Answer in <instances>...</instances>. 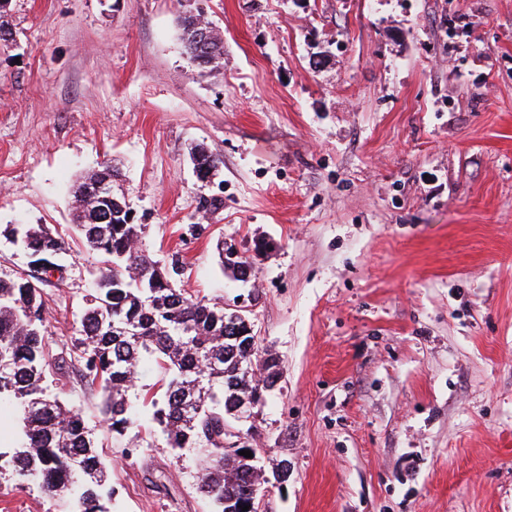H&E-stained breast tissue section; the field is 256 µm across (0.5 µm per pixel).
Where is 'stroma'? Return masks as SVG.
I'll use <instances>...</instances> for the list:
<instances>
[{
  "label": "stroma",
  "instance_id": "1",
  "mask_svg": "<svg viewBox=\"0 0 512 512\" xmlns=\"http://www.w3.org/2000/svg\"><path fill=\"white\" fill-rule=\"evenodd\" d=\"M204 10L224 66H193ZM0 44V231L70 244L46 285L52 396L109 467V512H213L204 462L142 411L112 437L72 349L101 266L72 187L120 176L143 248L184 295L244 308L282 378L246 442L260 512H512V0H10ZM220 157L197 178L191 147ZM269 248L248 282L217 240ZM9 512H59L0 479Z\"/></svg>",
  "mask_w": 512,
  "mask_h": 512
}]
</instances>
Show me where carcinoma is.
I'll return each mask as SVG.
<instances>
[{"mask_svg":"<svg viewBox=\"0 0 512 512\" xmlns=\"http://www.w3.org/2000/svg\"><path fill=\"white\" fill-rule=\"evenodd\" d=\"M181 40L192 64H197L194 30L183 25ZM211 68L224 67V41L215 36L206 52ZM194 168L203 178L222 161L204 148L192 152ZM98 174L89 173L79 187L89 189L94 206L111 210L112 202L92 190ZM76 227L84 243L105 265L86 298L74 345L79 351L84 381L101 390L108 428L124 434L135 423L130 392L139 365L152 355L169 376L164 391L151 396L152 419L173 448H197L208 463L198 489L214 512H242L249 491L259 489L264 476L255 458L225 450V429L237 420L240 404L270 392L281 377L279 362L264 358L266 376L255 378L258 345L242 335L245 319L224 307L193 301L177 284L179 260L165 269L141 247L144 224H128L111 216L104 224ZM11 236L32 261L53 262L65 240L45 224L11 229ZM254 242V256L222 263L236 280L253 268V257L266 250ZM50 280L20 273L0 279V402L20 409L21 437L17 447L0 451V471L18 486L36 482L48 494L68 497L72 512H106L112 497L107 466L80 413L47 393L51 360L46 341L43 287Z\"/></svg>","mask_w":512,"mask_h":512,"instance_id":"carcinoma-1","label":"carcinoma"}]
</instances>
